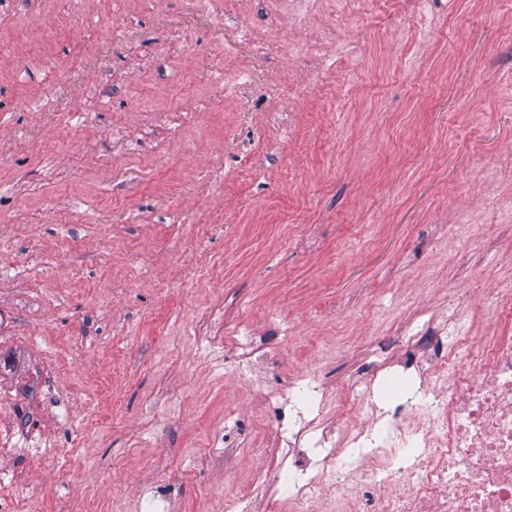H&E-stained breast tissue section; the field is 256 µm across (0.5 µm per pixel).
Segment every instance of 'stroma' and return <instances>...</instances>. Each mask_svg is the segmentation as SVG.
Here are the masks:
<instances>
[{"label":"stroma","mask_w":512,"mask_h":512,"mask_svg":"<svg viewBox=\"0 0 512 512\" xmlns=\"http://www.w3.org/2000/svg\"><path fill=\"white\" fill-rule=\"evenodd\" d=\"M510 155L512 0L0 16V382L52 442L0 477L27 512H226L280 437L267 392L335 393L449 293L466 321L512 284ZM205 307L234 341L197 336Z\"/></svg>","instance_id":"stroma-1"}]
</instances>
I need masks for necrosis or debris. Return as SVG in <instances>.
Wrapping results in <instances>:
<instances>
[{
  "label": "necrosis or debris",
  "instance_id": "necrosis-or-debris-1",
  "mask_svg": "<svg viewBox=\"0 0 512 512\" xmlns=\"http://www.w3.org/2000/svg\"><path fill=\"white\" fill-rule=\"evenodd\" d=\"M387 365L416 363L420 383L385 426L379 417L378 369L351 380L359 424H332L345 395L329 398L318 380L301 387L304 413L289 424L287 449L271 453L239 502L241 512H265L254 494L270 474L287 473L280 512H512V336L473 344L453 320L402 340Z\"/></svg>",
  "mask_w": 512,
  "mask_h": 512
}]
</instances>
